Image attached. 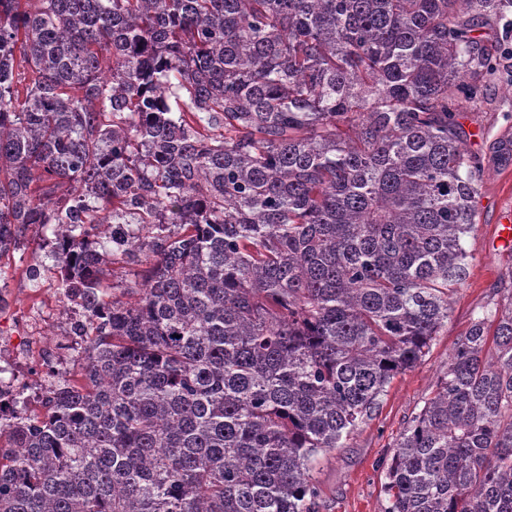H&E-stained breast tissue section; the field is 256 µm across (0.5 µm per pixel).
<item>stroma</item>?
Here are the masks:
<instances>
[{
    "instance_id": "obj_1",
    "label": "stroma",
    "mask_w": 512,
    "mask_h": 512,
    "mask_svg": "<svg viewBox=\"0 0 512 512\" xmlns=\"http://www.w3.org/2000/svg\"><path fill=\"white\" fill-rule=\"evenodd\" d=\"M457 119L469 137L466 147L482 164L480 194L476 199L474 234L466 280L450 300L447 324L426 357L397 377L379 407L359 425L343 447L325 452L315 470L319 512H384L383 460L396 437L431 397L448 356L483 307L507 287L512 268V243L498 238L500 225H512V163L496 159L499 142L512 139V59L504 58L499 71L486 82L484 102H461ZM45 256L32 237H23L17 250L0 258L6 304L0 309V337L13 350H26L28 335L40 336L46 348L55 347L67 325L56 314L59 296L53 279L33 287L27 268L43 264Z\"/></svg>"
}]
</instances>
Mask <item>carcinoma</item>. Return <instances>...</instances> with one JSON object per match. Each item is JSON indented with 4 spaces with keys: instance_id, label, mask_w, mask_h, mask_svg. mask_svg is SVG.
<instances>
[{
    "instance_id": "carcinoma-1",
    "label": "carcinoma",
    "mask_w": 512,
    "mask_h": 512,
    "mask_svg": "<svg viewBox=\"0 0 512 512\" xmlns=\"http://www.w3.org/2000/svg\"><path fill=\"white\" fill-rule=\"evenodd\" d=\"M512 0H0V257L85 310L0 422V512H318L448 323ZM137 265L105 300V266ZM384 512H512V288L384 463ZM44 358V365L47 367V372L43 379L39 381L40 383H28L26 389L36 388L43 391V388L48 385L47 380L56 377L59 373H63V371L70 369V367H74L72 360L68 359L67 355L62 352L53 358L52 353H45Z\"/></svg>"
}]
</instances>
